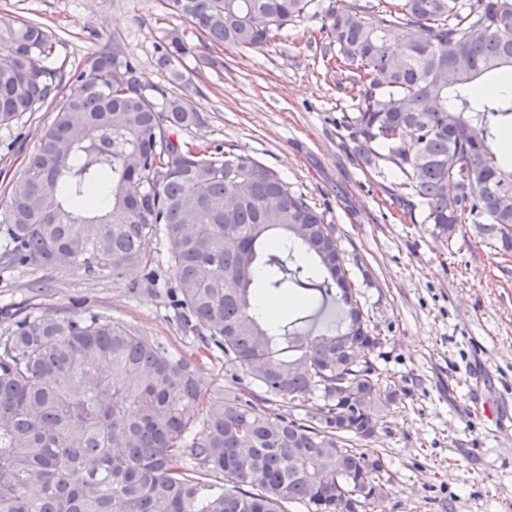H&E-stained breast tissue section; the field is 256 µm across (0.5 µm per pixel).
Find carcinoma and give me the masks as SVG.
I'll return each mask as SVG.
<instances>
[{
    "label": "carcinoma",
    "instance_id": "cac0c4a2",
    "mask_svg": "<svg viewBox=\"0 0 512 512\" xmlns=\"http://www.w3.org/2000/svg\"><path fill=\"white\" fill-rule=\"evenodd\" d=\"M168 5L214 47L262 49L316 3ZM323 29L360 70L344 113L360 158L392 164L445 238L470 222L512 252V162L491 148L512 129V91L470 94L512 69V0H381L369 16L331 7ZM393 29L400 52L386 43ZM51 51L43 26L0 17V125L58 99L0 213V262L132 288L167 268L204 344L262 395L206 392L192 360L118 322L26 316L0 342V512H341L349 492L388 497L384 461L348 443L373 439L399 393L377 366L385 338L355 297L336 225L248 154L198 166L172 130L200 116L177 97L157 108L121 44L90 57L60 98L43 65ZM185 51L175 34L158 57L175 83ZM275 233L326 273L319 291L347 307L344 324L301 336L308 299L274 332L254 315L257 269L282 272L269 289L306 286ZM153 235L158 257L144 248ZM312 396L322 406L310 420L280 412Z\"/></svg>",
    "mask_w": 512,
    "mask_h": 512
}]
</instances>
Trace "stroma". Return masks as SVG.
<instances>
[{"mask_svg":"<svg viewBox=\"0 0 512 512\" xmlns=\"http://www.w3.org/2000/svg\"><path fill=\"white\" fill-rule=\"evenodd\" d=\"M38 22L53 36L46 61L57 77L121 41L147 94L181 93L203 123L179 143L234 149L284 177L336 225L351 280L376 335L378 366L398 389L371 446L394 480L384 512H512V252L464 225L454 238L421 223L404 178L386 162L366 166L338 120L353 66L338 59L323 14L289 25L264 49L205 48L165 0H0V15ZM178 34L183 84L157 63ZM52 104L0 126V207L53 121ZM156 289L0 266V314L78 310L141 331L168 353L195 354L207 389L229 385L220 351L206 349Z\"/></svg>","mask_w":512,"mask_h":512,"instance_id":"obj_1","label":"stroma"}]
</instances>
